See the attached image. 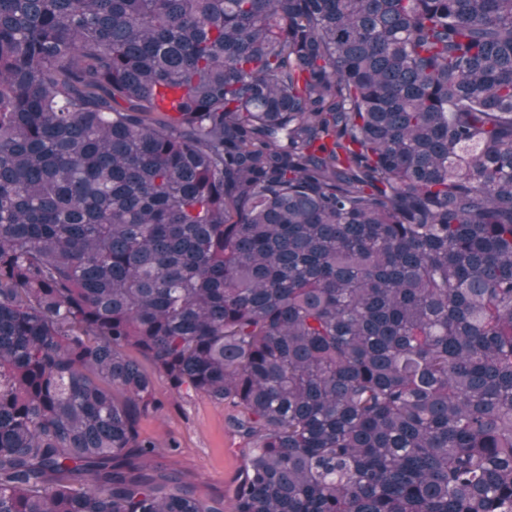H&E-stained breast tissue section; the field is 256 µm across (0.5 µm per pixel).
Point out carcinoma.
<instances>
[{"label": "carcinoma", "instance_id": "1", "mask_svg": "<svg viewBox=\"0 0 512 512\" xmlns=\"http://www.w3.org/2000/svg\"><path fill=\"white\" fill-rule=\"evenodd\" d=\"M0 512H512V0H0ZM160 404L150 407L140 421V432L162 447L174 440L177 448H162V461L203 496H222L227 504L242 466L244 442L227 425L233 408L205 397L188 398L171 392L166 380L153 372Z\"/></svg>", "mask_w": 512, "mask_h": 512}]
</instances>
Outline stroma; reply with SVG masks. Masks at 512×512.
I'll return each instance as SVG.
<instances>
[{
    "mask_svg": "<svg viewBox=\"0 0 512 512\" xmlns=\"http://www.w3.org/2000/svg\"><path fill=\"white\" fill-rule=\"evenodd\" d=\"M155 389L159 404L142 417L141 434L164 447L165 463L199 495L231 497L244 446L227 425L232 406L175 395L160 376Z\"/></svg>",
    "mask_w": 512,
    "mask_h": 512,
    "instance_id": "35a3bbf8",
    "label": "stroma"
}]
</instances>
